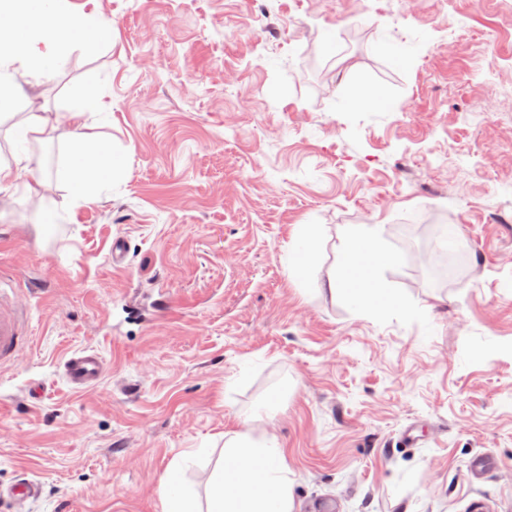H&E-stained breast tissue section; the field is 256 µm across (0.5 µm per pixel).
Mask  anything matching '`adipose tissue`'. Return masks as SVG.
Returning a JSON list of instances; mask_svg holds the SVG:
<instances>
[{"label": "adipose tissue", "mask_w": 512, "mask_h": 512, "mask_svg": "<svg viewBox=\"0 0 512 512\" xmlns=\"http://www.w3.org/2000/svg\"><path fill=\"white\" fill-rule=\"evenodd\" d=\"M97 16L70 10L65 0H0V110L15 93L11 66L53 73L59 62L57 53L70 43L87 52L97 41L92 35ZM96 101L87 98L73 112H58L48 117L29 112L9 130L13 144L51 141L58 124L69 129L65 161L56 174H48L40 157L23 151L22 164L0 157V191L20 188L28 197L45 202L44 190L52 180L67 183L76 201L94 202L96 191L109 177L114 154L110 144L91 133L88 116ZM345 269L375 276L378 265L392 262L376 235L359 229L349 230L342 252ZM261 418L253 413L243 427L224 443V455L216 465L207 489V508L197 505V493L183 483L177 472L162 482L164 512H293L288 464L283 448L272 435H255L254 424Z\"/></svg>", "instance_id": "1"}]
</instances>
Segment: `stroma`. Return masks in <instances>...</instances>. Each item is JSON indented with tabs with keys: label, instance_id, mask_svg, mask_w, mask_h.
<instances>
[{
	"label": "stroma",
	"instance_id": "35a3bbf8",
	"mask_svg": "<svg viewBox=\"0 0 512 512\" xmlns=\"http://www.w3.org/2000/svg\"><path fill=\"white\" fill-rule=\"evenodd\" d=\"M66 5L110 38L53 75L18 69L11 109L96 98L119 167L87 206L52 184L43 236L35 200L0 194V284L28 337L0 363V488L41 486L0 512H163L180 456L205 492L256 409L294 512H512V0ZM426 216L458 227L453 280L419 273L426 240L395 231ZM353 226L396 254L374 284L398 305L325 290ZM88 349L106 367L78 391L61 361Z\"/></svg>",
	"mask_w": 512,
	"mask_h": 512
}]
</instances>
